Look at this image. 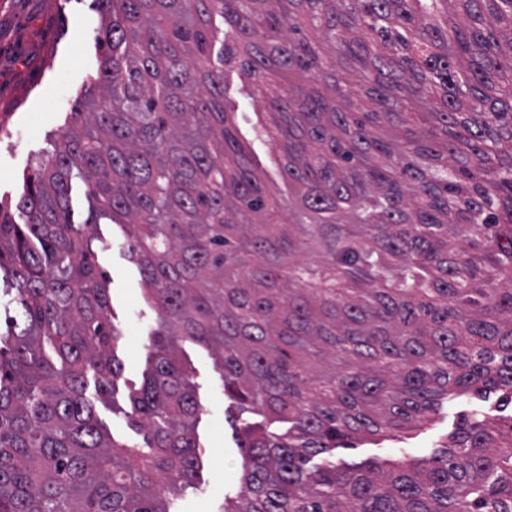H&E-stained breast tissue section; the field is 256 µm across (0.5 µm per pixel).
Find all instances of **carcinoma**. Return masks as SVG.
<instances>
[{
    "label": "carcinoma",
    "mask_w": 512,
    "mask_h": 512,
    "mask_svg": "<svg viewBox=\"0 0 512 512\" xmlns=\"http://www.w3.org/2000/svg\"><path fill=\"white\" fill-rule=\"evenodd\" d=\"M94 3L84 108L0 198V512H173L202 466L186 341L238 416L289 423L244 429L224 512H512V413L461 415L429 457H326L464 396L512 404V0ZM232 78L263 103L251 137L285 205ZM101 219L157 311L128 442L95 406L124 370ZM239 86H236L233 89V92H230L238 106L237 112L239 113V121H240V129L244 136L247 135V128L250 127V124L255 122L256 115L254 112L260 111L259 104L255 101L251 100L246 94L240 93L238 91ZM253 151L259 161V164L263 167V170L267 172V174H269L272 178L273 183L269 181V186L280 198L279 190L285 189V186L283 185V181L277 173L274 150L268 144H263L256 141ZM72 220L74 224H85L90 215V209L85 196L84 184L75 179L71 191Z\"/></svg>",
    "instance_id": "cac0c4a2"
}]
</instances>
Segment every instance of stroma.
I'll return each mask as SVG.
<instances>
[{"label": "stroma", "mask_w": 512, "mask_h": 512, "mask_svg": "<svg viewBox=\"0 0 512 512\" xmlns=\"http://www.w3.org/2000/svg\"><path fill=\"white\" fill-rule=\"evenodd\" d=\"M99 26L92 0H0V197L21 194L24 170L52 151L54 135L83 100L98 68ZM97 235L99 262L110 279L113 321L123 332L117 354L124 363L112 403L98 405L97 414L114 436L131 439L128 393L142 381L157 313L144 300L143 278L129 259L122 228L101 223ZM183 352L197 386L203 469L197 484L177 500L176 512H222L225 495L242 489L238 443L243 423L228 416L229 401L211 351L187 342ZM476 408L490 417L496 413L495 401L480 404L465 397L404 440H353L332 456L350 465L406 453L428 456L447 442L458 417Z\"/></svg>", "instance_id": "obj_1"}]
</instances>
